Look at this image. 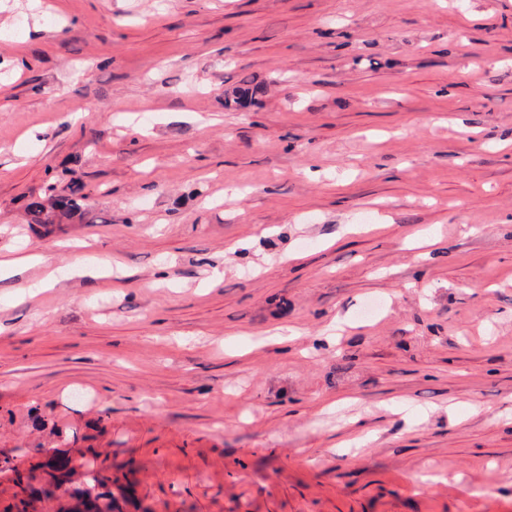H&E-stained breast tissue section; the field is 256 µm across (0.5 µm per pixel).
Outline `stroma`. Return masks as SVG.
<instances>
[{
	"label": "stroma",
	"instance_id": "35a3bbf8",
	"mask_svg": "<svg viewBox=\"0 0 512 512\" xmlns=\"http://www.w3.org/2000/svg\"><path fill=\"white\" fill-rule=\"evenodd\" d=\"M21 248L0 510L61 454L121 512H512V0H0ZM82 187L74 184L70 193L58 198L44 200L42 197H33L27 204V214L31 224H55L57 219L72 218L82 215L85 207L86 195L81 193Z\"/></svg>",
	"mask_w": 512,
	"mask_h": 512
}]
</instances>
